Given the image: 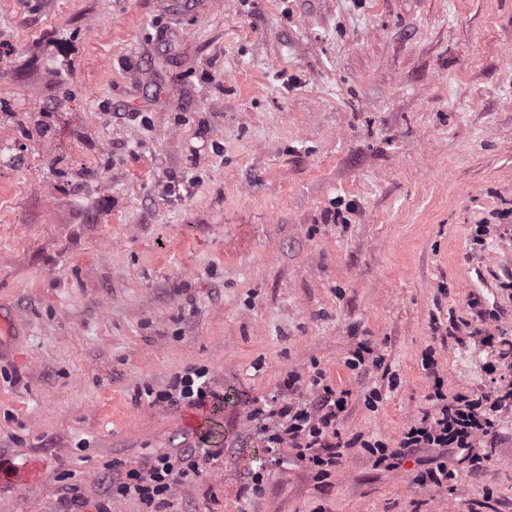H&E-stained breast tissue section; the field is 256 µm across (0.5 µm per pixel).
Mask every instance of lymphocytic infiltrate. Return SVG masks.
I'll return each mask as SVG.
<instances>
[{
    "label": "lymphocytic infiltrate",
    "instance_id": "lymphocytic-infiltrate-1",
    "mask_svg": "<svg viewBox=\"0 0 512 512\" xmlns=\"http://www.w3.org/2000/svg\"><path fill=\"white\" fill-rule=\"evenodd\" d=\"M443 386V377L436 375L430 409L409 423L393 443L361 435L342 440L337 425L347 410L349 393L336 389L321 369L306 378L289 372L279 396L251 407L247 418L259 424L264 447L275 462L299 461L318 483L326 482L345 450L357 446L374 467L387 469L398 468L416 451H426L423 468L415 480L423 487L444 489L456 478L454 464L466 465L475 473L485 468L489 457L481 448L496 429L497 412L512 402V382L489 392L451 396L444 393ZM145 395L154 404H182L192 409L217 407L224 401L204 368L187 369L174 376L165 389L149 387ZM216 455V450L198 443L176 455L158 453L139 466L113 470L99 500H89L73 487L63 502L68 512H110L111 499L131 496L150 512H158L178 486L199 477L203 461Z\"/></svg>",
    "mask_w": 512,
    "mask_h": 512
}]
</instances>
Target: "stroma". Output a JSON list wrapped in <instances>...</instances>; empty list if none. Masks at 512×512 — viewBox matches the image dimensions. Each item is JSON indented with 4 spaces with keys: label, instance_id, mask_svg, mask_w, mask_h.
<instances>
[{
    "label": "stroma",
    "instance_id": "35a3bbf8",
    "mask_svg": "<svg viewBox=\"0 0 512 512\" xmlns=\"http://www.w3.org/2000/svg\"><path fill=\"white\" fill-rule=\"evenodd\" d=\"M508 225L512 0H0V456L29 479L0 512L98 499L203 432L221 457L162 512H468L489 489L512 512L511 405L450 490L358 447L317 484L246 418L317 365L350 392L343 439H397L429 348L445 393L489 390L493 353L449 324L512 331ZM363 339L383 362L349 370ZM189 367L222 413L138 398Z\"/></svg>",
    "mask_w": 512,
    "mask_h": 512
}]
</instances>
